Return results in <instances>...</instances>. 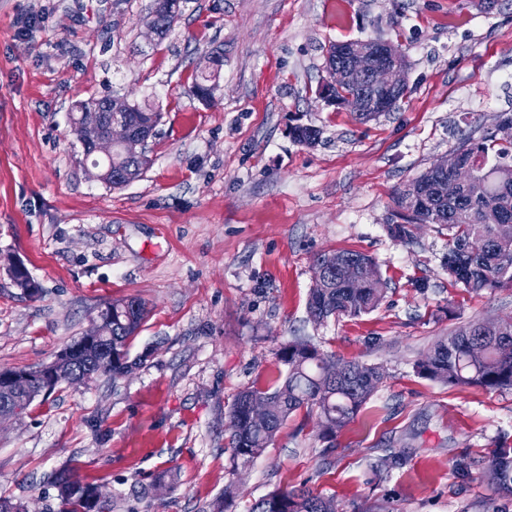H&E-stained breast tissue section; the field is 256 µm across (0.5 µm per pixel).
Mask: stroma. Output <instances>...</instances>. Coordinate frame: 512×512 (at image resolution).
I'll list each match as a JSON object with an SVG mask.
<instances>
[{
  "instance_id": "obj_1",
  "label": "stroma",
  "mask_w": 512,
  "mask_h": 512,
  "mask_svg": "<svg viewBox=\"0 0 512 512\" xmlns=\"http://www.w3.org/2000/svg\"><path fill=\"white\" fill-rule=\"evenodd\" d=\"M152 4L0 0V369L50 362L106 301L149 308L129 341L138 369L61 383L0 420V495L53 512L55 477L73 467L106 512H211L230 482L226 512L297 488L339 512H512L480 467L512 442V390L415 371L439 337L512 319V287L456 283L436 225L407 243L386 231L395 189L512 113V0H183L150 41ZM357 40L398 47L408 80L399 108L365 123L317 96L330 46ZM215 50L224 65L205 103L188 86ZM113 93L163 114L150 167L120 189L93 178L71 127L78 101ZM296 123L318 127V143L295 142ZM333 250L372 256L385 297L317 324L312 264ZM12 259L39 296L13 283ZM296 338L386 378L336 437L301 409L232 469L228 411L273 384ZM399 452L406 465L375 477Z\"/></svg>"
}]
</instances>
